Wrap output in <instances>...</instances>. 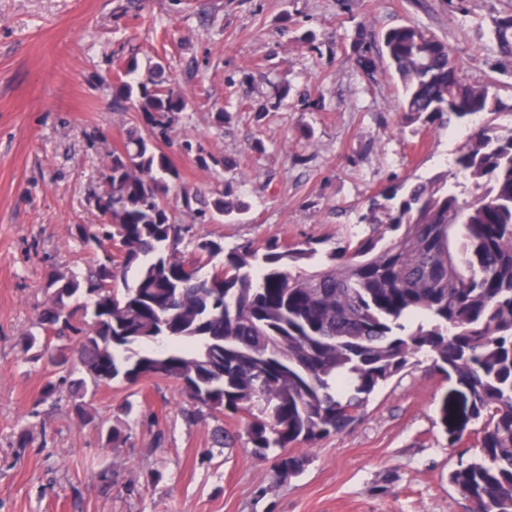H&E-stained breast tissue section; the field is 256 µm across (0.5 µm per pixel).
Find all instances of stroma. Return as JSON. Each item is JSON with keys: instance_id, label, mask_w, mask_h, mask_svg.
Instances as JSON below:
<instances>
[{"instance_id": "1", "label": "stroma", "mask_w": 512, "mask_h": 512, "mask_svg": "<svg viewBox=\"0 0 512 512\" xmlns=\"http://www.w3.org/2000/svg\"><path fill=\"white\" fill-rule=\"evenodd\" d=\"M509 13L512 0H0V512H470L448 473L477 455L478 425L429 361L341 434L296 446L304 470L279 480L244 418L190 419L174 382L93 389L84 419L68 384L41 400L49 374L23 338L47 274L85 266L74 227L99 221L88 193L109 154L130 128L150 130L143 113L112 106L130 58L161 63L190 101L159 141L181 185L205 199L228 187L246 206L239 221L203 224L171 192L179 223L228 249L275 237L325 253L363 229L371 198L452 171L481 126L403 116L386 62L358 69V29L428 27L463 80L496 83L510 105L512 58L493 40ZM115 423L128 438L109 448L100 427ZM219 427L231 447H213Z\"/></svg>"}]
</instances>
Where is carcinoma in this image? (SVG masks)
Listing matches in <instances>:
<instances>
[{"label":"carcinoma","mask_w":512,"mask_h":512,"mask_svg":"<svg viewBox=\"0 0 512 512\" xmlns=\"http://www.w3.org/2000/svg\"><path fill=\"white\" fill-rule=\"evenodd\" d=\"M494 39L512 56V14L496 21ZM358 42V68L370 75L386 57L409 115L442 126L507 108L496 84L462 80L448 44L424 26L361 30ZM162 69L139 75L130 59L112 102L130 103L164 132L188 101L159 79ZM453 166L451 180L445 172L398 201H372L370 230L349 233L312 270L304 268L318 255L311 240L227 251L198 235L190 279L181 249L189 228L165 202L179 173L153 136L133 128L92 193L106 223L75 225L103 255L83 275L47 276L43 334L26 336L25 350L55 370L76 352L91 376L70 381L81 400L90 384L171 380L199 410L244 416L255 453L281 449L290 477L303 458L288 449L343 432L381 387L425 357L470 391L471 419L481 422L479 455L448 483L472 512H512V134L482 126ZM229 196L194 209L197 196L182 189L199 219L234 220L243 206ZM112 240L126 250L104 249Z\"/></svg>","instance_id":"1"}]
</instances>
